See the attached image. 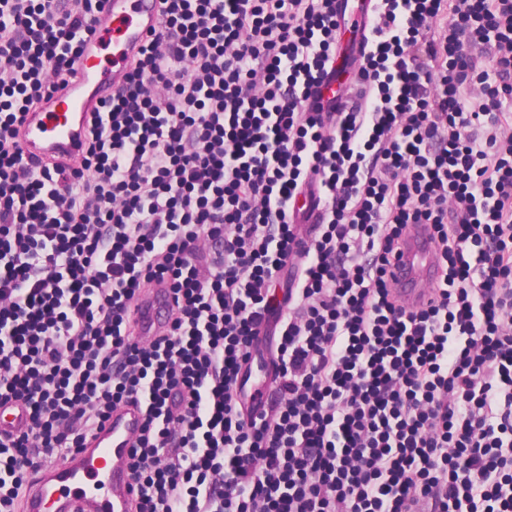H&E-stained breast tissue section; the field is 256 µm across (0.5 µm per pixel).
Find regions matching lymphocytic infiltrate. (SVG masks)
I'll use <instances>...</instances> for the list:
<instances>
[{
    "mask_svg": "<svg viewBox=\"0 0 512 512\" xmlns=\"http://www.w3.org/2000/svg\"><path fill=\"white\" fill-rule=\"evenodd\" d=\"M105 2L0 0V512L129 405L133 512H512V0H377L327 106L336 0H159L80 162L25 157ZM435 247L429 231L420 224L405 240L401 258L390 269L394 292L405 304L418 306L439 277ZM173 305L169 288L153 284L137 300L134 318L137 326V339L151 340L159 336L169 325Z\"/></svg>",
    "mask_w": 512,
    "mask_h": 512,
    "instance_id": "f902f5d3",
    "label": "lymphocytic infiltrate"
}]
</instances>
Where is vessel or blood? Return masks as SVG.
I'll return each instance as SVG.
<instances>
[{"label": "vessel or blood", "mask_w": 512, "mask_h": 512, "mask_svg": "<svg viewBox=\"0 0 512 512\" xmlns=\"http://www.w3.org/2000/svg\"><path fill=\"white\" fill-rule=\"evenodd\" d=\"M158 22L157 0H107L103 19L85 39L77 82L61 87L47 107L30 113L20 147L28 157L75 163L82 157L86 118L99 100L123 83L129 65ZM425 226L405 240L390 269L394 292L405 304L421 303L440 270ZM169 288L152 285L138 299L134 318L139 340L159 336L169 325ZM142 416L124 407L91 436L85 448L42 464L28 488L24 512H130L134 496L130 446Z\"/></svg>", "instance_id": "b4317fda"}]
</instances>
